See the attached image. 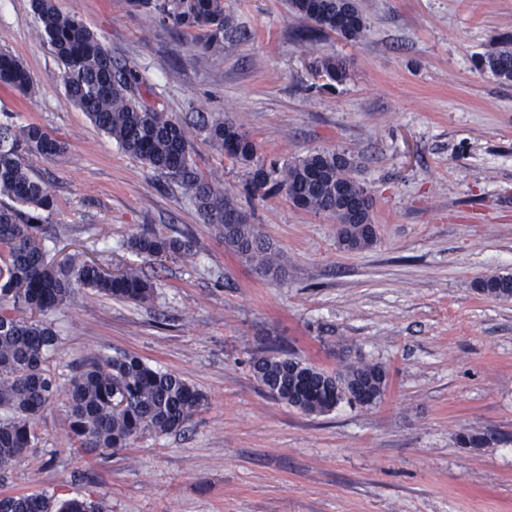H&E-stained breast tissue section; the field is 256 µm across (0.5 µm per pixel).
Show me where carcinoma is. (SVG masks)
I'll return each mask as SVG.
<instances>
[{"mask_svg":"<svg viewBox=\"0 0 512 512\" xmlns=\"http://www.w3.org/2000/svg\"><path fill=\"white\" fill-rule=\"evenodd\" d=\"M158 13L165 25L206 32L205 49L224 53L234 29L224 0H133ZM289 12L307 23L299 38L312 41L336 34L360 40L366 23L359 0H287ZM37 36L64 67L68 97L91 123L121 150L154 173L175 182L201 222L224 240L252 271L262 277L285 272L273 244L249 222L233 197L205 178L193 161L194 138L201 129L224 154L249 167L248 195L264 199L269 184L286 191L290 202L309 213L336 218L339 245L361 251L377 240L373 216L348 207L361 202L368 188L354 175V161L336 150H318L283 165L266 166L257 144L232 121L181 120L143 99V79L135 66L119 64L81 20L57 10L53 0H33ZM482 70L512 81V38L480 59ZM322 71L332 80L347 78L346 62L327 57ZM0 85L24 96L36 90L23 64L0 52ZM63 144L36 125L18 127L0 121V479L6 480L36 440L35 425L44 411L64 396L71 439L100 455L130 447L143 433L166 435L192 421L206 396L177 373L154 368L141 358L119 353L91 357L77 366L66 383L45 366L58 336L44 316L74 305L78 290L135 304L155 298L153 283L136 266L117 275L73 258L55 267L46 262L43 214L54 202L43 182L28 168L25 156L51 157ZM128 248L150 261L188 254V239L142 233ZM475 290L492 300H512V272L480 277ZM253 372L277 400L308 414H325L343 402L378 404L386 389V371L375 363L356 362L328 373L295 357L253 358ZM0 512H107L101 499L58 500L46 492L0 496Z\"/></svg>","mask_w":512,"mask_h":512,"instance_id":"cac0c4a2","label":"carcinoma"}]
</instances>
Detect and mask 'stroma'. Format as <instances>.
<instances>
[{
  "mask_svg": "<svg viewBox=\"0 0 512 512\" xmlns=\"http://www.w3.org/2000/svg\"><path fill=\"white\" fill-rule=\"evenodd\" d=\"M121 63L148 102L241 124L265 163L316 149L349 153L374 199L377 241L348 252L336 221L297 209L285 191L249 197L248 168L205 133L193 160L251 212L280 252L285 280L257 278L201 223L177 185L96 129L35 34L32 0H0V50L36 93L0 86V120L38 125L63 144L32 155L54 207L51 258L108 272L141 267L156 289L136 305L82 290L50 312L59 382L87 356L131 353L180 374L208 404L181 430L142 434L103 456L74 445L63 402L0 493L105 498L111 512H512V301L485 298L476 277L512 271V82L482 56L512 35V0H360V41H299L285 0H224L248 34L223 54L128 0H54ZM348 76L320 75L323 58ZM188 237L189 256L153 262L132 235ZM281 351L335 372L349 362L388 376L374 406L310 415L272 399L251 368ZM465 433L484 435L479 448Z\"/></svg>",
  "mask_w": 512,
  "mask_h": 512,
  "instance_id": "1",
  "label": "stroma"
}]
</instances>
